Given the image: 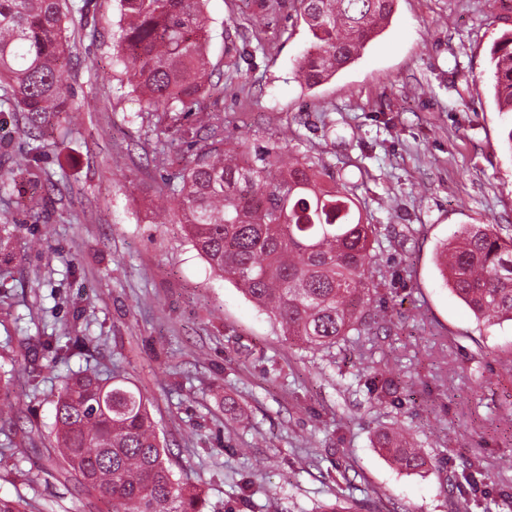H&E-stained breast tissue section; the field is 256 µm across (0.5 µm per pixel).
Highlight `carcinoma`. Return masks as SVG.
Returning a JSON list of instances; mask_svg holds the SVG:
<instances>
[{
    "label": "carcinoma",
    "mask_w": 512,
    "mask_h": 512,
    "mask_svg": "<svg viewBox=\"0 0 512 512\" xmlns=\"http://www.w3.org/2000/svg\"><path fill=\"white\" fill-rule=\"evenodd\" d=\"M207 0H118L112 62L160 124H175L212 86ZM395 0H295L311 36L298 72L312 90L358 59L382 32ZM70 0H0V123L25 115L28 136L68 118L72 54L64 21ZM495 97L512 112V30L491 50ZM206 129L179 181L157 191L158 215L179 224L220 277L281 326L299 349L330 351L374 334L381 271L377 227L355 217L347 183L322 158L286 147L240 150L224 143V118ZM32 150L0 171V193L32 172ZM435 262L452 292L488 324L512 321V235L496 224H465L438 247ZM150 400L124 379L74 373L55 400L51 433L62 474L111 512H202L199 492L173 478ZM379 448L407 473L428 459L401 429Z\"/></svg>",
    "instance_id": "cac0c4a2"
}]
</instances>
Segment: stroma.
<instances>
[{
	"label": "stroma",
	"mask_w": 512,
	"mask_h": 512,
	"mask_svg": "<svg viewBox=\"0 0 512 512\" xmlns=\"http://www.w3.org/2000/svg\"><path fill=\"white\" fill-rule=\"evenodd\" d=\"M71 119L24 136L0 125V170L40 148L36 176L0 196V357L16 362L10 400L44 434L0 430V497L33 512H106L65 480L50 434L65 376L130 378L149 397L177 479L203 512H512V323H477L434 262L464 224L512 227V150L490 49L512 29L505 0H396L362 56L314 89L297 76L311 37L293 0H208L211 92L176 127L156 125L112 64L117 0H73ZM224 117L248 146L287 145L352 183L379 229L389 320L374 341L329 353L289 345L279 325L215 275L181 225L150 200L193 160L198 115ZM172 161L160 164L158 153ZM43 198L29 209V194ZM62 358L52 361L39 339ZM390 367L395 403L367 386ZM408 427L429 458L397 471L380 430ZM257 486L253 497L241 488Z\"/></svg>",
	"instance_id": "1"
}]
</instances>
